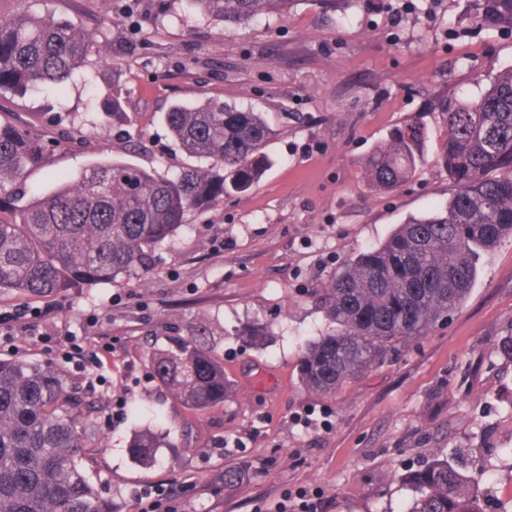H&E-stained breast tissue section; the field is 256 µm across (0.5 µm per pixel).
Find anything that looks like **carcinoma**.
Wrapping results in <instances>:
<instances>
[{"instance_id":"obj_1","label":"carcinoma","mask_w":512,"mask_h":512,"mask_svg":"<svg viewBox=\"0 0 512 512\" xmlns=\"http://www.w3.org/2000/svg\"><path fill=\"white\" fill-rule=\"evenodd\" d=\"M25 6L0 19V92L26 95L50 86L63 96L89 55L82 28ZM294 0H187L203 17L242 27L282 12ZM475 17L512 30V0H469ZM122 91L106 95L105 115L123 121ZM438 161L454 184L444 208L412 219L382 243L350 259L323 288L336 328L310 342L300 361L309 390L333 393L384 364L458 310L477 277L475 257L512 237V66L491 77L475 100L441 107ZM178 146L208 162L159 178L125 162L98 164L63 179L46 196L18 200L3 192L39 165L47 143L0 122V293L48 296L77 284L110 283L144 269L191 210L248 191L267 168L261 152L271 135L252 108L211 98L177 103L165 116ZM429 133L409 119L362 161L376 190L412 178L425 162ZM156 380L189 410H210L234 394L224 365L195 341L155 352ZM50 365L0 360V512H106L81 462L94 432ZM161 440L144 434L132 444L149 459ZM407 512H482L481 482L436 448L407 471Z\"/></svg>"}]
</instances>
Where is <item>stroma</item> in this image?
Masks as SVG:
<instances>
[{
    "instance_id": "1",
    "label": "stroma",
    "mask_w": 512,
    "mask_h": 512,
    "mask_svg": "<svg viewBox=\"0 0 512 512\" xmlns=\"http://www.w3.org/2000/svg\"><path fill=\"white\" fill-rule=\"evenodd\" d=\"M81 24L98 53L66 96L0 93V121L52 136L73 128L19 194L51 193L98 163L171 178L197 166L164 115L207 97L261 112L270 165L247 192L187 214L144 272L48 297L0 294V312L47 305L49 318L0 324V358L53 364L96 426L82 464L109 512L167 490L180 512H299L320 489L324 512H407L402 475L432 449L477 465L492 503L512 499V239L478 262L463 307L402 354L333 394L300 381L309 341L333 329L320 290L336 269L397 225L439 212L454 191L438 163L440 100L475 97L512 66V33L476 23L468 0H297L227 29L185 0H36ZM123 89L127 123L103 125L99 98ZM430 138L426 164L391 192L363 182V158L410 117ZM97 321L88 334L87 320ZM260 328L263 345L242 341ZM197 339L224 363L236 394L192 413L152 378L150 354ZM78 342L86 359L64 360ZM189 425L181 434L180 425ZM170 429L155 458L134 460L139 434Z\"/></svg>"
}]
</instances>
